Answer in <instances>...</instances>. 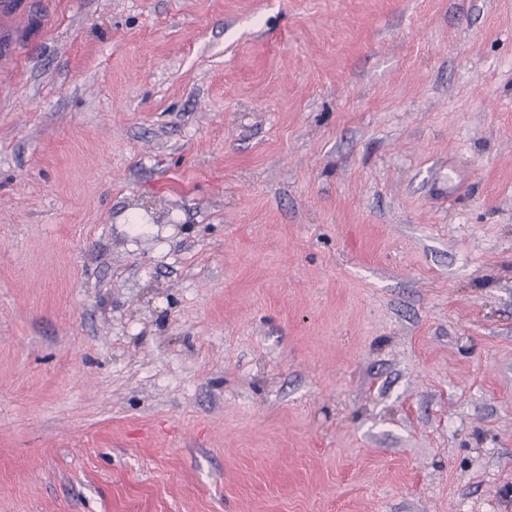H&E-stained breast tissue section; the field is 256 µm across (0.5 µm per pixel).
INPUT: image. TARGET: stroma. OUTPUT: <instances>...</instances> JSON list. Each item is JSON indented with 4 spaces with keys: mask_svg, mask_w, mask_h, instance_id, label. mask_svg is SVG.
Returning a JSON list of instances; mask_svg holds the SVG:
<instances>
[{
    "mask_svg": "<svg viewBox=\"0 0 512 512\" xmlns=\"http://www.w3.org/2000/svg\"><path fill=\"white\" fill-rule=\"evenodd\" d=\"M45 8L0 512H512V0Z\"/></svg>",
    "mask_w": 512,
    "mask_h": 512,
    "instance_id": "obj_1",
    "label": "stroma"
}]
</instances>
